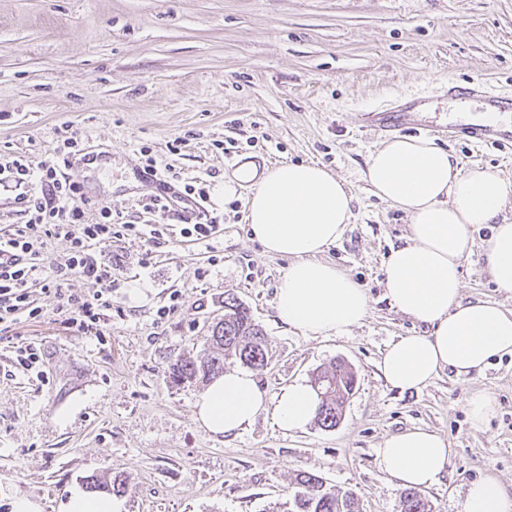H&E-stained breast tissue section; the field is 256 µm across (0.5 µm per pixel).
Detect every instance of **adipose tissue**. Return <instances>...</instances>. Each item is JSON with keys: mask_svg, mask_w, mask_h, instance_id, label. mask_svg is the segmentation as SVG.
Listing matches in <instances>:
<instances>
[{"mask_svg": "<svg viewBox=\"0 0 512 512\" xmlns=\"http://www.w3.org/2000/svg\"><path fill=\"white\" fill-rule=\"evenodd\" d=\"M373 194L405 211L410 223L402 246L385 264L392 305L427 324L425 336H403L385 350L380 371L400 391L420 389L438 373L468 377L491 359L512 355V312L494 302L463 301L460 265L473 248V228L493 232L484 250L486 267L500 290L512 293V180L474 166L460 170L432 140L401 136L373 151L363 173ZM217 192L246 198V221L265 253L285 257L276 295L281 323L312 336L345 333L367 315V296L322 253L339 240L353 216L347 184L317 164L284 163L256 170L243 164L225 176ZM315 392L301 382L269 398L252 373L234 370L215 378L197 397L194 418L218 438L235 436L273 409L278 427L291 433L315 415ZM447 439L416 427L385 438L378 463L400 486L428 488L448 467ZM464 512H512V495L493 476L471 482Z\"/></svg>", "mask_w": 512, "mask_h": 512, "instance_id": "obj_1", "label": "adipose tissue"}]
</instances>
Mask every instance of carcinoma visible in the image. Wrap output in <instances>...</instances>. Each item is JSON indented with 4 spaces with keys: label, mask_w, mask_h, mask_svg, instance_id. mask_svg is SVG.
Here are the masks:
<instances>
[{
    "label": "carcinoma",
    "mask_w": 512,
    "mask_h": 512,
    "mask_svg": "<svg viewBox=\"0 0 512 512\" xmlns=\"http://www.w3.org/2000/svg\"><path fill=\"white\" fill-rule=\"evenodd\" d=\"M211 345L212 351L201 360L186 357L173 364V382L181 384L214 379L224 373V362L230 358L251 368H262L268 360L263 330L252 319L249 308L231 293L224 298V322L214 327ZM314 382L317 383L315 392L319 398L316 422L332 429L340 423L346 403L356 388V374L351 366L339 360L319 371ZM87 488L114 495L128 491L126 482L117 476H93L88 479ZM400 503V512H431L428 501L413 489L402 492ZM288 512H355V498L349 491L340 492L327 485L318 475L301 472L296 476V490Z\"/></svg>",
    "instance_id": "cac0c4a2"
}]
</instances>
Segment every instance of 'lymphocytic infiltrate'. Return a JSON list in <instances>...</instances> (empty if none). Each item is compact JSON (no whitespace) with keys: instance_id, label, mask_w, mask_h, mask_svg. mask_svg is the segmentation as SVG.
Wrapping results in <instances>:
<instances>
[{"instance_id":"lymphocytic-infiltrate-1","label":"lymphocytic infiltrate","mask_w":512,"mask_h":512,"mask_svg":"<svg viewBox=\"0 0 512 512\" xmlns=\"http://www.w3.org/2000/svg\"><path fill=\"white\" fill-rule=\"evenodd\" d=\"M9 182L25 189L20 208L27 221L0 232V249L15 254L11 265L0 267V327L7 329L20 317L40 315L31 297L33 286L39 285L56 298L69 327L91 331L112 307L116 268L107 260L105 249L124 233L139 232V225L124 224L106 208L100 209L96 219H88L76 185L55 160L36 164L21 157H1L0 183ZM52 238L68 242L65 261L48 262L45 249ZM76 274L88 282L87 292L71 289L70 280Z\"/></svg>"}]
</instances>
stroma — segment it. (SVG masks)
Segmentation results:
<instances>
[{
    "label": "stroma",
    "mask_w": 512,
    "mask_h": 512,
    "mask_svg": "<svg viewBox=\"0 0 512 512\" xmlns=\"http://www.w3.org/2000/svg\"><path fill=\"white\" fill-rule=\"evenodd\" d=\"M512 94V0H0V155L55 159L65 135L109 151L105 169L68 170L89 216L107 207L148 223L161 181L213 189L235 165L316 162L355 201L344 236L322 255L364 289L368 312L336 336H306L276 318L288 266L252 240L244 198L214 196L223 230L195 242L171 226L157 238L128 234L107 252L121 272L110 317L92 333L70 329L52 295L42 312L0 331V512L25 496L59 512L74 485L121 476L124 512H268L283 506L297 473L352 491L359 512H400L401 486L377 464L382 441L416 426L444 435L448 469L422 492L432 512H464L468 485L494 476L512 492V356L462 379L449 370L400 392L380 375L385 348L430 328L393 308L384 263L404 242L408 217L370 191L362 173L386 136L365 111L427 93L423 121L461 169L493 168L512 180V148L450 139L441 87L470 79ZM153 157L157 182L129 187ZM476 226L461 265L463 300L512 311L483 258L491 234ZM139 287L140 300L130 290ZM245 304L268 338L254 375L269 394L348 361L357 385L343 418L285 433L271 412L235 437H211L194 420L203 384H176L169 368L203 356L224 298ZM169 307L158 318L161 307ZM40 348L46 380L23 370L14 345ZM496 402L474 425L466 401Z\"/></svg>",
    "instance_id": "1"
}]
</instances>
